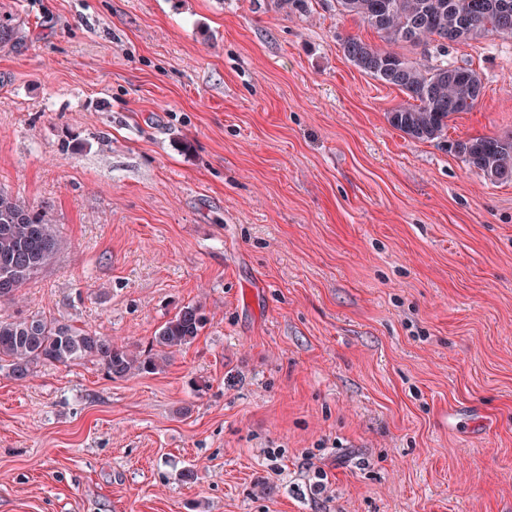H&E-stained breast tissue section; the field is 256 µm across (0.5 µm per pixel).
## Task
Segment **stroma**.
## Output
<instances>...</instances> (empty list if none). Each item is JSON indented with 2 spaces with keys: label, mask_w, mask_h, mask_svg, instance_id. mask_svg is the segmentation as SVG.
Masks as SVG:
<instances>
[{
  "label": "stroma",
  "mask_w": 512,
  "mask_h": 512,
  "mask_svg": "<svg viewBox=\"0 0 512 512\" xmlns=\"http://www.w3.org/2000/svg\"><path fill=\"white\" fill-rule=\"evenodd\" d=\"M0 12V186L62 240L0 318L142 350L208 316L153 374L0 371V512H512V181L448 149L512 135V37L406 48L482 79L439 143L336 0ZM26 38L23 23L16 20L12 13H0V49L16 48Z\"/></svg>",
  "instance_id": "35a3bbf8"
}]
</instances>
